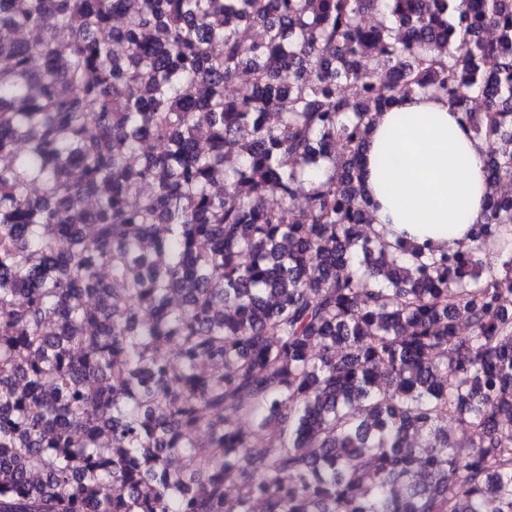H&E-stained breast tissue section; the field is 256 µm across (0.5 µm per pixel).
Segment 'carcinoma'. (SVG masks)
<instances>
[{"instance_id": "obj_1", "label": "carcinoma", "mask_w": 512, "mask_h": 512, "mask_svg": "<svg viewBox=\"0 0 512 512\" xmlns=\"http://www.w3.org/2000/svg\"><path fill=\"white\" fill-rule=\"evenodd\" d=\"M422 94L439 255L361 163ZM511 184L512 0H0V512H512ZM485 148L462 114L433 96L383 112L365 148L375 230L436 252L469 244L485 205Z\"/></svg>"}]
</instances>
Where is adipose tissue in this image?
<instances>
[{"label":"adipose tissue","instance_id":"ef3b65f1","mask_svg":"<svg viewBox=\"0 0 512 512\" xmlns=\"http://www.w3.org/2000/svg\"><path fill=\"white\" fill-rule=\"evenodd\" d=\"M484 152L462 114L435 97L382 113L365 148L375 230L437 252L469 244L485 205Z\"/></svg>","mask_w":512,"mask_h":512}]
</instances>
